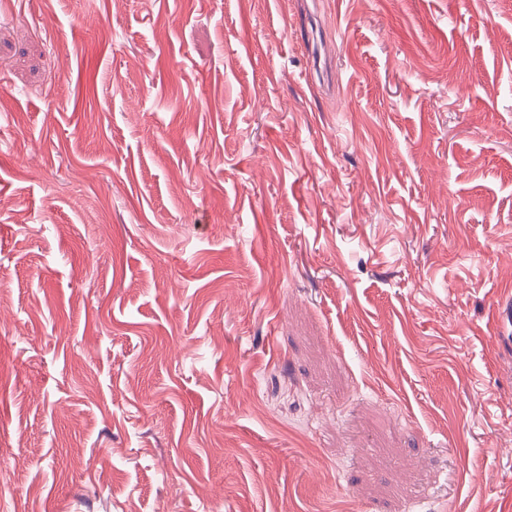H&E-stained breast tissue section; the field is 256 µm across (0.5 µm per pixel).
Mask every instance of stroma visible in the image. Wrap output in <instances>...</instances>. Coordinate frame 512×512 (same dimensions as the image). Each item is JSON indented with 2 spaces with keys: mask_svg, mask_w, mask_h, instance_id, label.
<instances>
[{
  "mask_svg": "<svg viewBox=\"0 0 512 512\" xmlns=\"http://www.w3.org/2000/svg\"><path fill=\"white\" fill-rule=\"evenodd\" d=\"M512 0H0V512H512Z\"/></svg>",
  "mask_w": 512,
  "mask_h": 512,
  "instance_id": "35a3bbf8",
  "label": "stroma"
}]
</instances>
